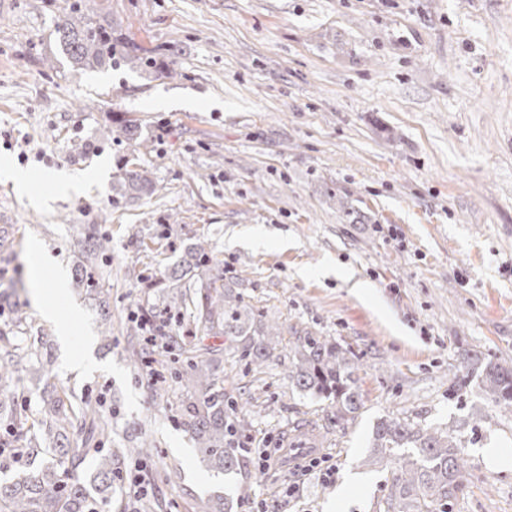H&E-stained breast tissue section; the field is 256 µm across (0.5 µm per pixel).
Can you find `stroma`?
<instances>
[{
	"mask_svg": "<svg viewBox=\"0 0 512 512\" xmlns=\"http://www.w3.org/2000/svg\"><path fill=\"white\" fill-rule=\"evenodd\" d=\"M72 0H0V162L29 173V194L0 180V327L20 306L50 346L49 380L112 417L105 448H126L112 512H192L220 494L233 512H380L385 471L365 465L384 418L461 423L473 475L451 512H512V410L463 351L512 364V0H84L152 67H73L55 41ZM134 123L150 147L100 141ZM85 144L84 153L71 150ZM156 183L116 189L122 167ZM48 171L81 178L55 197ZM51 197L50 206L31 203ZM112 250L92 270L110 292L112 343L80 290L84 230ZM208 241L224 281L284 328L336 340L359 365L363 407L324 447L272 458L288 422L325 417L288 382V358L225 357L224 392L254 412L249 503L238 477L197 460L178 423L181 391L156 399L164 346L136 369L132 317L162 301L177 250ZM64 275L56 305L69 339L31 297L28 248ZM366 286L355 296L353 283ZM156 450L134 454L142 438Z\"/></svg>",
	"mask_w": 512,
	"mask_h": 512,
	"instance_id": "obj_1",
	"label": "stroma"
}]
</instances>
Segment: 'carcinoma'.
<instances>
[{
    "label": "carcinoma",
    "instance_id": "cac0c4a2",
    "mask_svg": "<svg viewBox=\"0 0 512 512\" xmlns=\"http://www.w3.org/2000/svg\"><path fill=\"white\" fill-rule=\"evenodd\" d=\"M61 52L84 69L110 67L134 61L146 67V58L133 56L112 36V26L95 21L77 5L57 26ZM117 183L130 195L150 194L155 182L144 169L124 167ZM111 239L93 232L84 234L87 259L110 250ZM170 293L152 307V316L135 321L134 337L139 349L132 352L134 365L150 363L157 342L151 338L153 323L176 324L193 333L198 342L165 364L173 382L186 399L180 405L181 425L194 442L204 465L225 476L248 474L250 450L245 445L253 423L250 411L224 395V367L214 350L204 345L211 336L224 337V348L249 359L258 367L274 356L283 328L263 322V313L245 301L244 293L224 284V264L214 260L205 240L184 251L166 276ZM25 312L18 309L0 330V341L11 346L0 354V379L15 374L25 363L31 379L43 383L40 407L33 423L12 416L10 433L22 441L12 447L6 439L1 448L7 467L19 459L26 462L7 480H0V512H112V491L122 471L121 455L127 448H98L92 471L79 472L82 459L71 447L70 436L80 430L85 444L99 443V435L111 429V421L99 405L76 403L72 395L49 388L44 381L43 345L28 342ZM288 382L297 391L329 402L331 414L317 421H299L279 433L276 447L289 460L295 448H321L327 436L343 427L362 407L357 391L358 365L349 351L336 341L308 330L291 329ZM463 368L480 367L482 388L496 405L512 408V365L484 361L471 351L462 354ZM369 464L388 470V494L384 512H449L451 502L471 483L461 455L457 429L425 428L406 420L385 418L374 428ZM194 512H231L222 496L200 500Z\"/></svg>",
    "mask_w": 512,
    "mask_h": 512
}]
</instances>
